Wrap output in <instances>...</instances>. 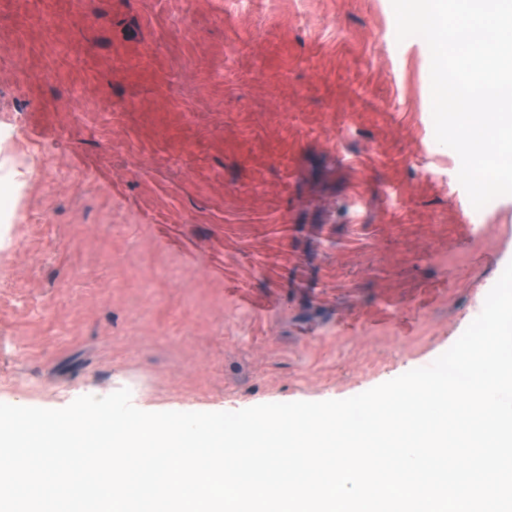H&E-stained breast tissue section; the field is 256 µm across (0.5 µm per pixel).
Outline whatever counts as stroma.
Instances as JSON below:
<instances>
[{"label":"stroma","mask_w":512,"mask_h":512,"mask_svg":"<svg viewBox=\"0 0 512 512\" xmlns=\"http://www.w3.org/2000/svg\"><path fill=\"white\" fill-rule=\"evenodd\" d=\"M430 62L391 0H0V403L237 411L431 364L512 196L471 205Z\"/></svg>","instance_id":"stroma-1"}]
</instances>
